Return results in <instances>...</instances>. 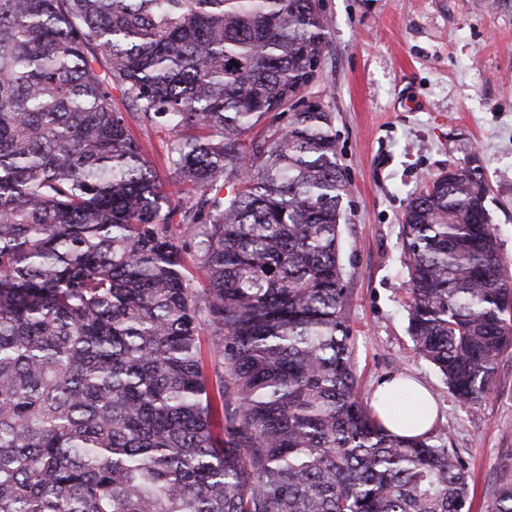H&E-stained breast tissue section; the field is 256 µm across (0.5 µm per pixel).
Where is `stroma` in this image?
<instances>
[{
    "mask_svg": "<svg viewBox=\"0 0 512 512\" xmlns=\"http://www.w3.org/2000/svg\"><path fill=\"white\" fill-rule=\"evenodd\" d=\"M324 0L322 78L308 95L334 116L349 182L339 227L358 393L381 377L424 381L446 447L470 470L471 512L512 480V354L490 394L463 404L408 335L401 218L450 164L477 154L501 254L512 269V0Z\"/></svg>",
    "mask_w": 512,
    "mask_h": 512,
    "instance_id": "1",
    "label": "stroma"
}]
</instances>
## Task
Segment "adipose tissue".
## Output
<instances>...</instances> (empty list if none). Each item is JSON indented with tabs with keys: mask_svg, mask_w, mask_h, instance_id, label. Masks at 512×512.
<instances>
[{
	"mask_svg": "<svg viewBox=\"0 0 512 512\" xmlns=\"http://www.w3.org/2000/svg\"><path fill=\"white\" fill-rule=\"evenodd\" d=\"M406 388L414 392L417 401L408 408H397L396 402ZM371 409L379 424L400 437L427 434L435 422V401L430 391L419 382L402 375L385 377L376 384Z\"/></svg>",
	"mask_w": 512,
	"mask_h": 512,
	"instance_id": "1",
	"label": "adipose tissue"
}]
</instances>
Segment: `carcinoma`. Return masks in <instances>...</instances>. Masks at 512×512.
<instances>
[{
  "instance_id": "obj_1",
  "label": "carcinoma",
  "mask_w": 512,
  "mask_h": 512,
  "mask_svg": "<svg viewBox=\"0 0 512 512\" xmlns=\"http://www.w3.org/2000/svg\"><path fill=\"white\" fill-rule=\"evenodd\" d=\"M328 48L324 0H0V512H470L359 401ZM473 171L402 215L414 350L470 405L512 351Z\"/></svg>"
}]
</instances>
